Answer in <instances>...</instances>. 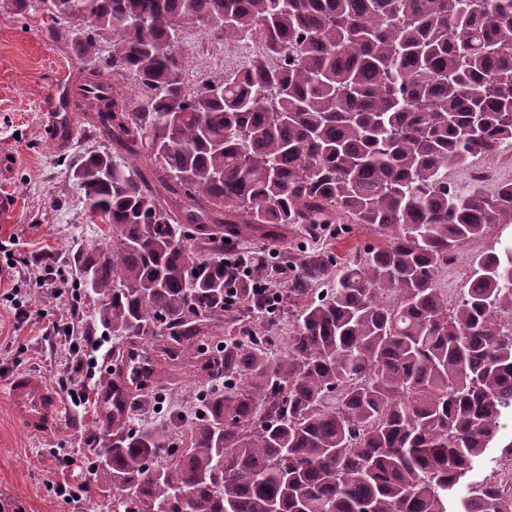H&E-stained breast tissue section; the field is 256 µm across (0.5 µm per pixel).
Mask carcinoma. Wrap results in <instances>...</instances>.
Here are the masks:
<instances>
[{"label": "carcinoma", "instance_id": "1", "mask_svg": "<svg viewBox=\"0 0 512 512\" xmlns=\"http://www.w3.org/2000/svg\"><path fill=\"white\" fill-rule=\"evenodd\" d=\"M45 2L51 23L82 26L75 56L112 37L79 88L112 145L72 167L108 226L77 258L79 285L112 335L166 337L154 373L188 359L224 376L184 434L112 416L95 460L103 490L126 495L112 512H512L498 484L466 481L512 409V245L470 256L453 305L438 282L512 224V181L448 183L512 152V0H79L78 20L74 0ZM221 17L215 40L260 50L220 89L191 88L176 34ZM343 221L384 244L301 259L290 336L207 344L235 275L224 240ZM281 276L250 258L239 299L267 312L252 285Z\"/></svg>", "mask_w": 512, "mask_h": 512}]
</instances>
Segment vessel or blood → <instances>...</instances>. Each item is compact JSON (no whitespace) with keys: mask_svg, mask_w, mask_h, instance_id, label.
Masks as SVG:
<instances>
[{"mask_svg":"<svg viewBox=\"0 0 512 512\" xmlns=\"http://www.w3.org/2000/svg\"><path fill=\"white\" fill-rule=\"evenodd\" d=\"M68 87L66 79H59L43 99L45 125L49 140L55 145L67 143L72 137V123L67 112ZM124 366L115 380L112 392L113 413L123 412L139 392L144 380L145 364L139 349L123 353ZM6 396L25 430L43 434L54 428L61 410L59 397L41 374L26 372L14 375L5 385Z\"/></svg>","mask_w":512,"mask_h":512,"instance_id":"b4317fda","label":"vessel or blood"}]
</instances>
